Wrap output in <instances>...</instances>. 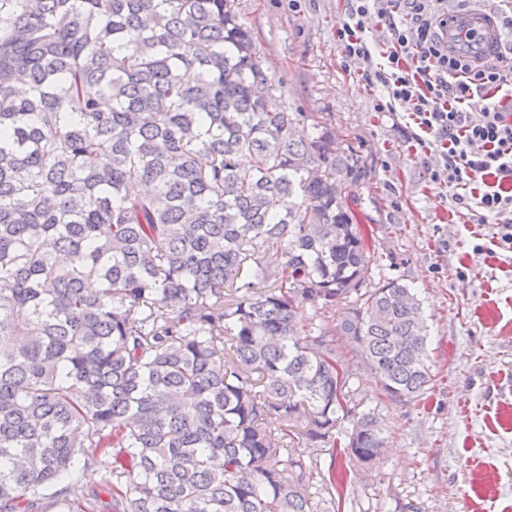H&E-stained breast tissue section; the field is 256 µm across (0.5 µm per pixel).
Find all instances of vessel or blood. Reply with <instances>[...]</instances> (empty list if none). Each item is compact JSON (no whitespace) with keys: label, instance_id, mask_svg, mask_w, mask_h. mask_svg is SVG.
Wrapping results in <instances>:
<instances>
[{"label":"vessel or blood","instance_id":"vessel-or-blood-1","mask_svg":"<svg viewBox=\"0 0 512 512\" xmlns=\"http://www.w3.org/2000/svg\"><path fill=\"white\" fill-rule=\"evenodd\" d=\"M442 35L449 50L466 52L479 62L488 58L502 39L491 16L480 8L449 16Z\"/></svg>","mask_w":512,"mask_h":512}]
</instances>
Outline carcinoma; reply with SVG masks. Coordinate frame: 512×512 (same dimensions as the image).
I'll list each match as a JSON object with an SVG mask.
<instances>
[{
    "instance_id": "obj_1",
    "label": "carcinoma",
    "mask_w": 512,
    "mask_h": 512,
    "mask_svg": "<svg viewBox=\"0 0 512 512\" xmlns=\"http://www.w3.org/2000/svg\"><path fill=\"white\" fill-rule=\"evenodd\" d=\"M275 90L230 0H0V512H320L295 449L386 443L336 344L430 389L414 289L363 287L366 164Z\"/></svg>"
}]
</instances>
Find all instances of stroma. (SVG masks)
Returning a JSON list of instances; mask_svg holds the SVG:
<instances>
[{"mask_svg": "<svg viewBox=\"0 0 512 512\" xmlns=\"http://www.w3.org/2000/svg\"><path fill=\"white\" fill-rule=\"evenodd\" d=\"M280 91L274 105L314 112L368 163L357 217L374 254L370 287L415 288L430 329L434 381L403 403L382 400L347 343L338 357L355 398L380 406L385 457L347 470L344 512H512V248L495 225L461 214L428 166L435 147L416 140L406 105L379 111L368 64L343 61L336 30L349 0H232ZM330 448L303 451L304 483L330 512Z\"/></svg>", "mask_w": 512, "mask_h": 512, "instance_id": "35a3bbf8", "label": "stroma"}]
</instances>
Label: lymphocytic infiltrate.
<instances>
[{
	"label": "lymphocytic infiltrate",
	"mask_w": 512,
	"mask_h": 512,
	"mask_svg": "<svg viewBox=\"0 0 512 512\" xmlns=\"http://www.w3.org/2000/svg\"><path fill=\"white\" fill-rule=\"evenodd\" d=\"M374 17L389 33L376 65L363 37ZM447 22L430 0H351L336 34L346 59L369 62L366 81L407 105L432 136L441 161L429 168L430 180L450 188L454 207L495 223L501 241L512 244V111L499 97L512 88V55L479 65L450 53L442 37Z\"/></svg>",
	"instance_id": "lymphocytic-infiltrate-1"
}]
</instances>
